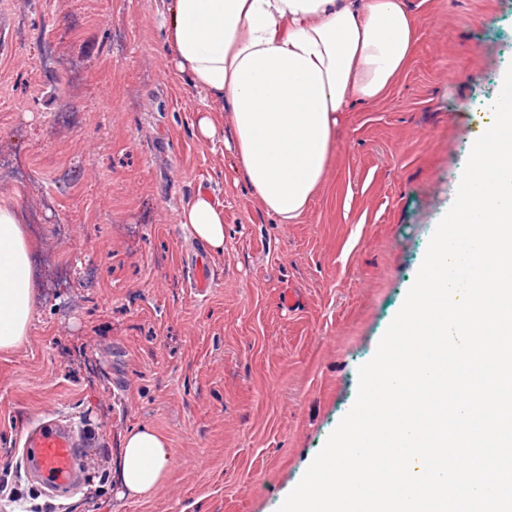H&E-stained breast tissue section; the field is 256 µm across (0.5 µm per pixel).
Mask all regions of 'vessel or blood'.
Wrapping results in <instances>:
<instances>
[{"instance_id": "b4317fda", "label": "vessel or blood", "mask_w": 512, "mask_h": 512, "mask_svg": "<svg viewBox=\"0 0 512 512\" xmlns=\"http://www.w3.org/2000/svg\"><path fill=\"white\" fill-rule=\"evenodd\" d=\"M82 450L74 431L49 420L32 426L23 436L22 464L38 472L50 491L74 485Z\"/></svg>"}]
</instances>
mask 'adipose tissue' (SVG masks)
I'll return each mask as SVG.
<instances>
[{"label":"adipose tissue","mask_w":512,"mask_h":512,"mask_svg":"<svg viewBox=\"0 0 512 512\" xmlns=\"http://www.w3.org/2000/svg\"><path fill=\"white\" fill-rule=\"evenodd\" d=\"M161 26L174 71L215 105L199 114L196 136L214 138V114L224 113L235 169L280 224L303 218L343 113L391 91L418 35L404 0H170ZM179 222L223 252L224 209L211 195L190 198ZM31 253L18 209L0 202V352L19 347L34 319ZM170 459L153 427L126 432L121 496H151Z\"/></svg>","instance_id":"1"}]
</instances>
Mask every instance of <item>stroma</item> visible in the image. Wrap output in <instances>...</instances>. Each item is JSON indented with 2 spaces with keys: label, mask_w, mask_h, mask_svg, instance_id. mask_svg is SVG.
Masks as SVG:
<instances>
[{
  "label": "stroma",
  "mask_w": 512,
  "mask_h": 512,
  "mask_svg": "<svg viewBox=\"0 0 512 512\" xmlns=\"http://www.w3.org/2000/svg\"><path fill=\"white\" fill-rule=\"evenodd\" d=\"M406 2L405 71L344 114L321 190L280 224L223 138H196L212 101L173 73L163 0H0V200L26 217L41 288L0 353V512H277L352 407L512 63V0ZM200 190L224 207L219 255L179 222ZM46 417L85 450L65 493L20 463ZM141 424L171 462L121 499L112 460Z\"/></svg>",
  "instance_id": "35a3bbf8"
}]
</instances>
